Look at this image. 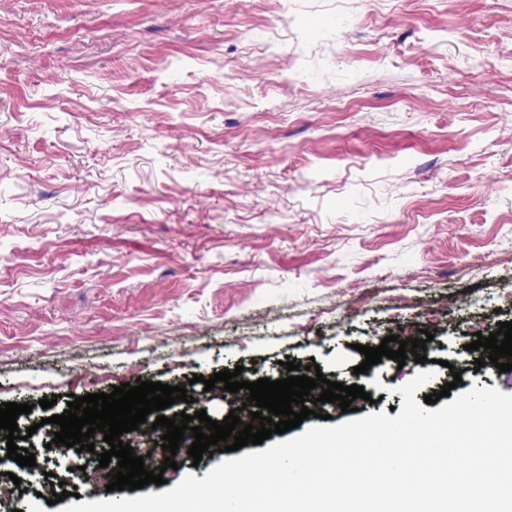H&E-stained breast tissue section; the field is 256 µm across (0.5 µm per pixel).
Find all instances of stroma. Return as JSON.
I'll return each instance as SVG.
<instances>
[{
	"mask_svg": "<svg viewBox=\"0 0 512 512\" xmlns=\"http://www.w3.org/2000/svg\"><path fill=\"white\" fill-rule=\"evenodd\" d=\"M512 321V0H0V403L35 467L0 512H59L71 396L186 384L220 421L285 358L363 386L359 416L461 369ZM431 330L425 363L360 346ZM56 396L51 408L39 399ZM227 453L186 449L163 493Z\"/></svg>",
	"mask_w": 512,
	"mask_h": 512,
	"instance_id": "obj_1",
	"label": "stroma"
}]
</instances>
